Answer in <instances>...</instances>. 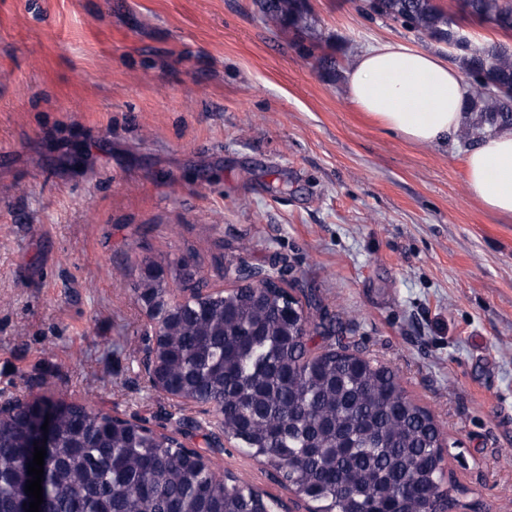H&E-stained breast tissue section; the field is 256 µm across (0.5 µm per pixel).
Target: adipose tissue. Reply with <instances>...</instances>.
Masks as SVG:
<instances>
[{"label": "adipose tissue", "mask_w": 512, "mask_h": 512, "mask_svg": "<svg viewBox=\"0 0 512 512\" xmlns=\"http://www.w3.org/2000/svg\"><path fill=\"white\" fill-rule=\"evenodd\" d=\"M345 77L351 103L407 141L439 144L465 123L468 84L431 52L387 42L357 55ZM463 166L472 197L512 218V129L470 148Z\"/></svg>", "instance_id": "adipose-tissue-1"}]
</instances>
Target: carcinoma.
I'll return each instance as SVG.
<instances>
[{"label":"carcinoma","instance_id":"carcinoma-1","mask_svg":"<svg viewBox=\"0 0 512 512\" xmlns=\"http://www.w3.org/2000/svg\"><path fill=\"white\" fill-rule=\"evenodd\" d=\"M266 24L310 27L307 0H257ZM375 14L456 48L468 85L466 141L512 128V53L492 43L456 46L459 23L433 0H369ZM461 13L512 30V0H461ZM302 54L324 70L332 57ZM190 290L167 300L166 279ZM180 260L144 263L139 298L165 312L146 357L167 387L218 417L204 434L216 452L234 444L273 471L315 512H429L444 495L445 440L432 414L408 398L387 366L342 343L313 352L308 328L288 316L273 285L201 292ZM41 402L16 400L0 412V512H16L28 475L30 422ZM44 458L41 512H284L285 503L217 474L206 456L146 419L129 420L84 403L58 400Z\"/></svg>","mask_w":512,"mask_h":512}]
</instances>
